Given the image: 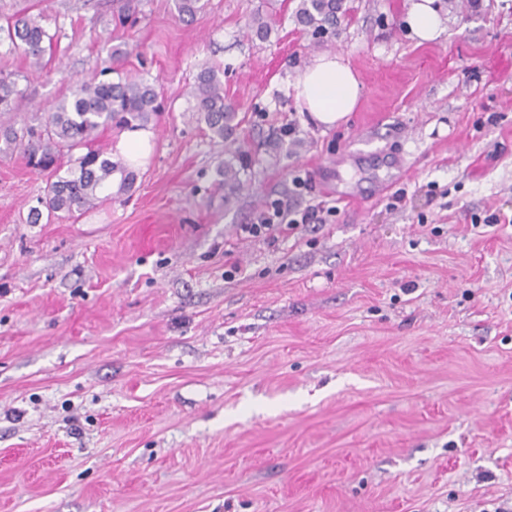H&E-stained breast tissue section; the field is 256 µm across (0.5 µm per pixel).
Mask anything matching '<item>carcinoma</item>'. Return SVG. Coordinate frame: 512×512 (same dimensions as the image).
<instances>
[{
	"label": "carcinoma",
	"mask_w": 512,
	"mask_h": 512,
	"mask_svg": "<svg viewBox=\"0 0 512 512\" xmlns=\"http://www.w3.org/2000/svg\"><path fill=\"white\" fill-rule=\"evenodd\" d=\"M208 0H175L182 17H193L204 11ZM343 8V0H298L294 9L297 21L316 34L327 31ZM6 38L12 49L23 51L30 66H43L45 40L51 39L39 20L32 16L17 17L7 23ZM189 111L197 122L205 123L211 137L229 140L241 125L236 108L224 93L220 69L205 66L196 75L191 87ZM160 112L156 86L144 78L125 77L116 81H84L69 96L59 99L51 108L45 124L29 127L22 134L11 129L0 132L9 144L16 143L27 155L30 165L47 171L48 205L55 212L87 210L112 198V176L120 175L118 192L129 191L135 174L118 162L112 154L94 149L97 132L115 125L136 128L147 125ZM84 149L65 169L57 164L61 149ZM224 159V191L232 196L244 188L239 178L243 163L239 147L228 148Z\"/></svg>",
	"instance_id": "1"
}]
</instances>
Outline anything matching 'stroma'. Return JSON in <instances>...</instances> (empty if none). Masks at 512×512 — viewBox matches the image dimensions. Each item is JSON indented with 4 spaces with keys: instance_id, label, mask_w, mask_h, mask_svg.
Listing matches in <instances>:
<instances>
[{
    "instance_id": "stroma-1",
    "label": "stroma",
    "mask_w": 512,
    "mask_h": 512,
    "mask_svg": "<svg viewBox=\"0 0 512 512\" xmlns=\"http://www.w3.org/2000/svg\"><path fill=\"white\" fill-rule=\"evenodd\" d=\"M411 3L345 0L319 37L292 0H0L52 38L39 70L0 44V125L116 49L164 105L132 191L90 211L47 213L48 174L0 151V512L512 507V0H434L430 42ZM325 52L360 84L329 128L293 89ZM203 65L245 118L229 199L188 111ZM279 201L322 224L241 233ZM433 2L434 0L415 1L408 11L407 24L421 41H433L444 30L443 21Z\"/></svg>"
}]
</instances>
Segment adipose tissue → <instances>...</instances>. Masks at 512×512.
Listing matches in <instances>:
<instances>
[{
	"label": "adipose tissue",
	"instance_id": "ef3b65f1",
	"mask_svg": "<svg viewBox=\"0 0 512 512\" xmlns=\"http://www.w3.org/2000/svg\"><path fill=\"white\" fill-rule=\"evenodd\" d=\"M303 111L318 125L341 123L357 106L360 86L350 66L332 53H323L294 82Z\"/></svg>",
	"mask_w": 512,
	"mask_h": 512
}]
</instances>
